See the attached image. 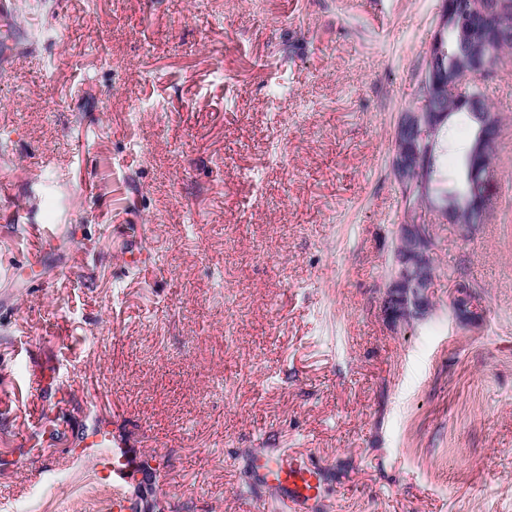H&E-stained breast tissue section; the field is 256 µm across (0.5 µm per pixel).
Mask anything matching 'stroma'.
Segmentation results:
<instances>
[{
  "label": "stroma",
  "instance_id": "obj_1",
  "mask_svg": "<svg viewBox=\"0 0 512 512\" xmlns=\"http://www.w3.org/2000/svg\"><path fill=\"white\" fill-rule=\"evenodd\" d=\"M0 39V512H512V210L442 224L431 311L385 318L400 112L441 0H9ZM482 86L512 142V54ZM471 288L470 311L451 302ZM53 377L59 425L14 465ZM84 448H112V422H96L95 425L78 436ZM92 451V450H91ZM252 470L288 502L293 512H313L322 497L320 470L296 456H258L252 461Z\"/></svg>",
  "mask_w": 512,
  "mask_h": 512
}]
</instances>
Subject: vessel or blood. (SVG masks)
Here are the masks:
<instances>
[{
    "instance_id": "obj_1",
    "label": "vessel or blood",
    "mask_w": 512,
    "mask_h": 512,
    "mask_svg": "<svg viewBox=\"0 0 512 512\" xmlns=\"http://www.w3.org/2000/svg\"><path fill=\"white\" fill-rule=\"evenodd\" d=\"M86 448H108L112 445V424L95 423L79 436ZM252 470L266 486L273 488L290 505L292 512H314L322 497L323 478L320 470L290 455L259 456Z\"/></svg>"
}]
</instances>
